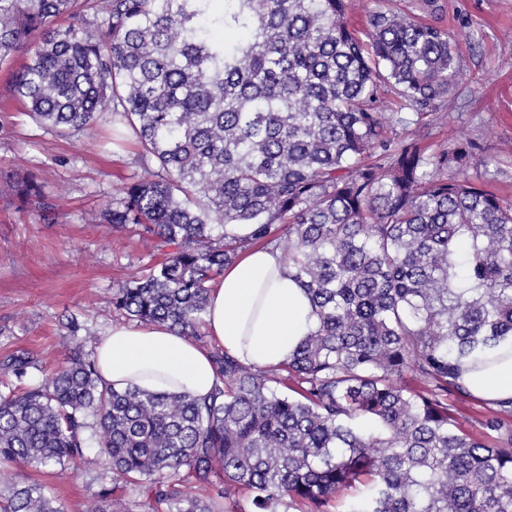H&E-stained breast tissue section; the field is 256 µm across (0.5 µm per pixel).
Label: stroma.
<instances>
[{"label": "stroma", "mask_w": 512, "mask_h": 512, "mask_svg": "<svg viewBox=\"0 0 512 512\" xmlns=\"http://www.w3.org/2000/svg\"><path fill=\"white\" fill-rule=\"evenodd\" d=\"M441 23L459 46L460 81L446 103L426 116L403 109L385 92L379 109L394 141L432 149L475 142L482 177L512 198V0H438ZM8 71L0 69V360L34 355L27 383L42 381L70 351L93 356L113 324L122 322L112 290L162 261L150 236L92 223L93 213L137 172L133 138L111 136L106 120L63 138L7 103ZM35 176L44 206H21L18 182ZM80 329L72 331L68 316ZM45 484L64 512H84L114 481L95 465L49 473Z\"/></svg>", "instance_id": "35a3bbf8"}]
</instances>
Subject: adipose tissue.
Segmentation results:
<instances>
[{"mask_svg": "<svg viewBox=\"0 0 512 512\" xmlns=\"http://www.w3.org/2000/svg\"><path fill=\"white\" fill-rule=\"evenodd\" d=\"M318 317L306 290L279 250L256 246L225 267L210 294L206 331L247 366L287 363L315 330ZM99 375L117 391L207 396L217 376L207 350L157 324H113L97 346ZM469 392L489 403L512 398V357L463 373Z\"/></svg>", "mask_w": 512, "mask_h": 512, "instance_id": "ef3b65f1", "label": "adipose tissue"}]
</instances>
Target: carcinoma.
<instances>
[{"instance_id": "obj_1", "label": "carcinoma", "mask_w": 512, "mask_h": 512, "mask_svg": "<svg viewBox=\"0 0 512 512\" xmlns=\"http://www.w3.org/2000/svg\"><path fill=\"white\" fill-rule=\"evenodd\" d=\"M378 2L362 37L352 0H0V66L24 53L10 92L28 115L65 136L106 113L141 148L102 218L169 252L114 309L196 340L211 284L261 243L319 318L285 379L213 352L204 398L117 392L76 351L3 384L0 512H63L30 472L78 463L124 480L90 512H133L128 483L155 512H329L357 485L347 512H512V398L480 421L495 445L448 405L469 395L465 362L512 343V200L471 176L474 144L386 136L381 91L421 115L460 70L437 0ZM35 364L3 362L19 381Z\"/></svg>"}]
</instances>
